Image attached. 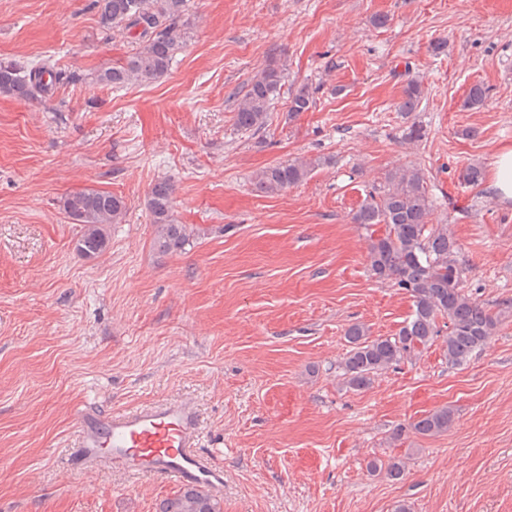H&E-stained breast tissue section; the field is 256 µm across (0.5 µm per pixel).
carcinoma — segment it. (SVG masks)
Returning a JSON list of instances; mask_svg holds the SVG:
<instances>
[{"label":"carcinoma","instance_id":"1","mask_svg":"<svg viewBox=\"0 0 512 512\" xmlns=\"http://www.w3.org/2000/svg\"><path fill=\"white\" fill-rule=\"evenodd\" d=\"M189 2L92 0L102 29L132 34L140 41L127 60L98 71L93 83L119 89L163 78L187 39ZM286 71V65L273 57L250 80L236 99L233 124L237 131L257 132L267 126L274 101L285 85ZM66 79V72L47 60L27 70L0 62V92L21 99L42 98ZM422 97L421 85L407 82L399 110L412 114ZM485 98L486 89L476 84L469 89L464 107L478 109ZM288 102L291 116L316 105L305 84L288 91ZM316 166V162L300 159L271 164L256 173L255 185L262 193L279 194L305 181ZM175 190L173 181L161 178L148 193L153 245L162 254L185 250L192 236L189 227L174 218ZM62 208L71 223L79 225L75 251L94 260L106 251L108 230L122 221L126 203L109 191L83 189L67 194ZM431 211L425 173L417 167H399L388 173L384 183L372 188L354 214V223L366 230L370 240L369 276L406 292L412 300V312L392 336L371 338L368 328L360 323L346 330L350 349L344 358L343 375L352 390L369 387L379 372L430 347L443 326L448 330L443 352L452 365L466 362L497 333L499 314L465 292L458 244L448 225L430 223ZM453 420V411L445 407L419 418L413 429L422 436L436 437L448 432ZM161 512H221V506L210 494L186 487L167 498Z\"/></svg>","mask_w":512,"mask_h":512}]
</instances>
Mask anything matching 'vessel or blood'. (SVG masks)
Segmentation results:
<instances>
[{
    "instance_id": "obj_1",
    "label": "vessel or blood",
    "mask_w": 512,
    "mask_h": 512,
    "mask_svg": "<svg viewBox=\"0 0 512 512\" xmlns=\"http://www.w3.org/2000/svg\"><path fill=\"white\" fill-rule=\"evenodd\" d=\"M72 466L151 474L184 486L218 492L224 469L198 445L199 415L183 401H166L121 412L88 405L77 412Z\"/></svg>"
}]
</instances>
